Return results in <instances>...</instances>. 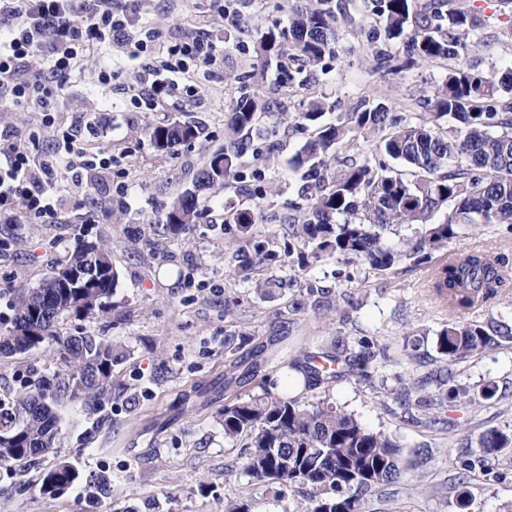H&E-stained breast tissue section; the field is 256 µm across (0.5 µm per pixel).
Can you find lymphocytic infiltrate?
Segmentation results:
<instances>
[{"instance_id":"lymphocytic-infiltrate-1","label":"lymphocytic infiltrate","mask_w":512,"mask_h":512,"mask_svg":"<svg viewBox=\"0 0 512 512\" xmlns=\"http://www.w3.org/2000/svg\"><path fill=\"white\" fill-rule=\"evenodd\" d=\"M154 33L148 26L142 0H0V109L26 108L47 129L66 95L65 78L81 68L99 46L116 44L129 57L151 52ZM39 57L33 71L29 60ZM224 50L208 38L168 46L158 66L145 67L141 85L132 95L135 106L155 107L158 84L169 93L194 95L181 86L187 61L214 66ZM16 132L0 130V223L52 224L59 217L62 169L107 168L108 152L88 154L77 131L57 139V150L35 157L20 151Z\"/></svg>"}]
</instances>
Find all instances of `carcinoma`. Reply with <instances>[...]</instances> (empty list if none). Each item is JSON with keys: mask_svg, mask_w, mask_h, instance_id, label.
<instances>
[{"mask_svg": "<svg viewBox=\"0 0 512 512\" xmlns=\"http://www.w3.org/2000/svg\"><path fill=\"white\" fill-rule=\"evenodd\" d=\"M331 0H306L292 11L288 25L264 32L257 44L254 85L264 82L270 67L288 72V83L304 85L300 75L322 63L337 47L336 15ZM376 25L373 43L401 39L404 56L378 50L379 64L398 72L417 62L453 60L447 74L427 99L432 120L414 124L383 105L358 106L339 112L332 123L320 124L333 109L313 97L298 119L314 132L291 159L303 171L300 196L306 208L288 206V255L298 261L334 256L347 263L364 262L384 271L404 253L382 244L380 230L390 224H426L416 250L436 249L456 237L461 224H506L512 232V67L483 72L466 61L469 40L488 27L491 16L459 0H370ZM266 103L244 91L226 126L224 148L214 152L197 172L192 187L166 206L164 230L177 236L201 218L199 189L226 188L241 177V158L253 136L261 134L256 114ZM448 119V127L438 124ZM163 151L199 137V127L167 123L148 130ZM379 136L374 162H351L336 171L328 158L336 147L356 136ZM405 163L409 173L391 171L386 158ZM448 208L447 219L431 223ZM251 213L224 212V224L248 232ZM430 288L437 300L458 317L448 321L437 338V351L456 363L512 342L505 324L482 323L461 311L477 312L512 287V259L483 251L448 254L433 267ZM118 272L105 243L80 241L52 275L34 287L15 289L10 325L0 329V356L22 355L42 345L53 347L65 370L52 377L29 379L15 394H0V464L23 476L54 452L60 435L58 407L81 403L99 410L112 390V344L87 333L63 336L57 321L65 313L89 316L110 306ZM328 360L365 368L369 357L337 339ZM224 436L241 442L243 471L280 488L309 489L301 512H366V498L382 491L400 475L401 448L383 431H374L326 400L306 403L298 397L271 393L224 406ZM490 454L512 447V433L490 430L479 441ZM80 478L79 471L60 462L45 471L40 492L55 496ZM87 497L112 494L105 474L84 479Z\"/></svg>", "mask_w": 512, "mask_h": 512, "instance_id": "carcinoma-1", "label": "carcinoma"}]
</instances>
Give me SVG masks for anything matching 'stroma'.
Returning <instances> with one entry per match:
<instances>
[{"label":"stroma","mask_w":512,"mask_h":512,"mask_svg":"<svg viewBox=\"0 0 512 512\" xmlns=\"http://www.w3.org/2000/svg\"><path fill=\"white\" fill-rule=\"evenodd\" d=\"M296 0H246L237 20L215 13L212 0H148L151 26L160 39L178 42L203 35L224 47V62L207 78L192 63L196 97L170 98L156 109L135 107L144 59L120 48L103 47L66 79L67 99L55 123L78 131L88 151L105 149L110 169L64 172L66 187L56 224H0V327L12 315L15 288L35 286L65 260L78 239L102 241L112 249L119 274L106 313L61 316L58 330L85 332L112 342V393L101 410L62 405V431L54 455L25 477L0 470V512H224L226 502L248 512H298L306 492L285 494L245 474L238 466L239 444L225 438L220 414L226 403L272 391L287 370L301 373L333 351L337 338L372 340L388 346L390 360H374L367 373L340 366L338 378L299 389L306 401L326 398L373 430L390 434L402 448L401 474L384 495L367 500V512H505L512 505V465L496 464L490 475L459 483L462 460H478L486 431L512 430V342L482 355L448 364L436 339L449 320L447 308L429 288L432 267L449 252L479 247L512 254L505 225L459 227L445 248L414 253L424 227L395 224L384 245L403 252L390 269L336 258L300 266L287 255V227L271 221L285 213L302 185L291 158L310 137L297 115L318 96L348 111L358 103L386 104L412 122L428 119L423 102L447 73L443 62L415 65L399 73L379 68L368 40L373 19L367 0H332L339 21L337 54L314 67L309 87L265 85L259 95L275 111L260 115L268 144L279 152L277 166L246 163L244 182L201 192L205 217L186 234H160L165 206L188 187L212 152L224 145V125L251 68L262 32L287 24ZM471 66L487 71L512 65V43L499 24L481 35ZM121 71L120 85L97 78L103 56ZM192 122L200 136L168 152L157 151L149 127ZM20 133L19 144L38 154L51 149L48 132L37 129L33 112H0V129ZM255 215L247 233L225 227L224 205ZM271 260L253 263L254 244ZM268 282L267 291L255 284ZM416 340L410 353L406 339ZM61 364L42 346L0 357V393L21 390L32 374H54ZM454 371L471 390L470 402L446 404L456 424L451 436L421 424V409L406 408L395 396L405 388L434 390L431 376ZM495 390L492 398L483 387ZM66 460L81 474L112 479V495L88 500L83 483L50 497L40 490L43 470Z\"/></svg>","instance_id":"35a3bbf8"}]
</instances>
